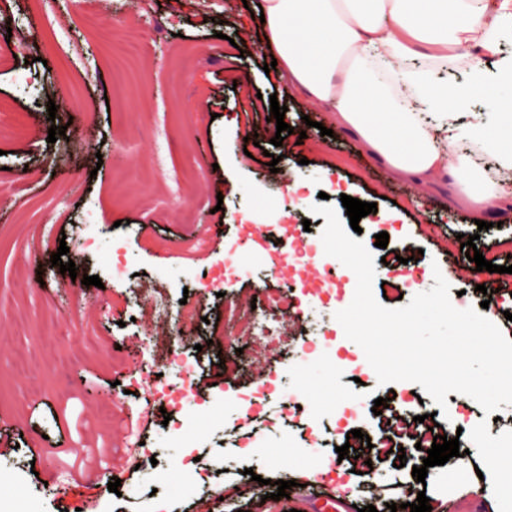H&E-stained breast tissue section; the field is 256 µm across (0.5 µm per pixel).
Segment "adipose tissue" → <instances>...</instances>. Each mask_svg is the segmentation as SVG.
<instances>
[{
    "label": "adipose tissue",
    "mask_w": 512,
    "mask_h": 512,
    "mask_svg": "<svg viewBox=\"0 0 512 512\" xmlns=\"http://www.w3.org/2000/svg\"><path fill=\"white\" fill-rule=\"evenodd\" d=\"M263 29L291 85L333 112L340 132L360 138L368 156L400 179L445 175L457 203L512 209V187L462 163L449 169L461 140L512 170V57L501 54L499 23L512 0H264ZM474 53L465 86L430 83L415 59L455 60ZM494 64L502 80H484ZM422 96L431 120L405 110L404 93ZM497 105L493 126L462 124L466 99Z\"/></svg>",
    "instance_id": "adipose-tissue-1"
}]
</instances>
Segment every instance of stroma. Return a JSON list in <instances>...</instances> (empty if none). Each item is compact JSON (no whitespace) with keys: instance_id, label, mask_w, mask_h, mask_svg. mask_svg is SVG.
<instances>
[{"instance_id":"35a3bbf8","label":"stroma","mask_w":512,"mask_h":512,"mask_svg":"<svg viewBox=\"0 0 512 512\" xmlns=\"http://www.w3.org/2000/svg\"><path fill=\"white\" fill-rule=\"evenodd\" d=\"M262 0H96L105 20L139 23L148 38V57L127 85L112 80V56L95 29L80 19L81 0H0V410L18 421V446L0 455V512H60L61 490L81 476L87 449L124 448L122 430L137 417L151 424L144 434L152 461L129 470L119 493L107 482L77 488L75 512L109 504L110 512H146L152 496L164 497L171 512H196L198 496L170 477L176 467L209 468L215 512H268L263 495L276 492V480L302 481L321 456L343 446L349 432L329 423L325 446L309 449L307 458L291 445L307 414L292 416L270 430L256 423L235 429V396L250 385L275 383L280 392L299 388L311 403L326 396L355 402L366 396L392 398L411 407L410 390L370 381L361 385L335 379L328 364L292 349L266 356L252 340L243 375H219L220 358L234 356L236 338L213 340L212 328L224 320L225 301H252L265 288H287L298 321L289 335L316 336L334 317L308 289L288 285L286 274L270 273L252 254H244L240 276L224 280L225 297L202 307L196 336L174 339L166 353L154 352L149 339L156 323L135 304L133 283L167 293L171 306L183 298L186 271L222 274L225 242L238 239L244 224L295 223L324 218L312 214L319 193L340 207L341 195L376 203V212L361 218L366 248L377 263L375 299L396 309L411 293L396 297L382 288L387 248L412 245L417 253L410 273L422 289L434 286L435 269L446 272L452 303L465 309L480 297L473 279L475 265L465 252L448 253L445 240L477 235L476 247L489 253L498 239L512 236V210L484 215L487 230L454 208L448 184L387 180L366 155L360 139L333 133V115L298 93L286 73L273 69L274 50L258 15ZM28 32L25 56L9 52L11 32ZM24 71L30 84L67 86L69 95L56 114L47 99H32L13 81ZM252 103H244V95ZM287 111L294 134L272 146L276 133L270 102ZM66 132L48 142L50 126ZM66 166H59V154ZM279 159L271 172L269 156ZM221 183L214 197L212 183ZM93 211L96 226L89 247L76 246L75 225ZM207 228L204 246H184V239ZM387 232V248L376 236ZM124 243L123 277L111 275L106 261L116 243ZM67 245L76 272L69 275L50 262L59 245ZM96 275L101 286L81 284V275ZM135 351L140 365L114 368L115 348ZM198 365L202 397L153 407L145 388L147 373L160 384H175L174 356ZM111 400L117 426L104 435L99 407ZM221 409V421L200 430L184 445L163 426L164 414L200 416ZM251 450L249 465L257 481L245 482L236 456ZM480 459L449 460L429 468L417 482L411 466L380 462L375 476L328 469L324 478L345 487L358 506L372 495L393 496L399 486H413L429 498L433 512H445L453 496H492L489 481L479 479Z\"/></svg>"}]
</instances>
